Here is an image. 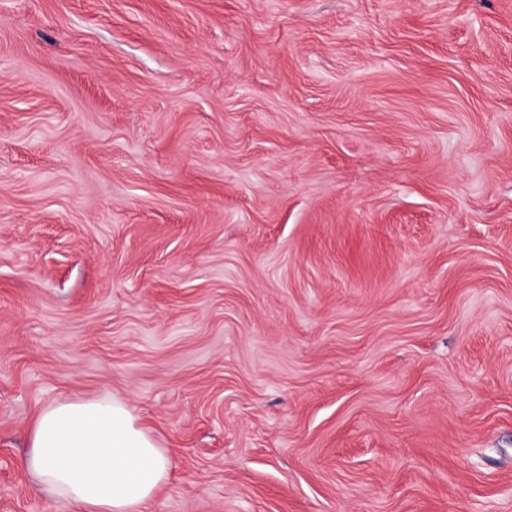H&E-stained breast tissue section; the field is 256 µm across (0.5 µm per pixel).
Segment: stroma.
Instances as JSON below:
<instances>
[{
  "mask_svg": "<svg viewBox=\"0 0 512 512\" xmlns=\"http://www.w3.org/2000/svg\"><path fill=\"white\" fill-rule=\"evenodd\" d=\"M105 396L146 512H512V0H0V512Z\"/></svg>",
  "mask_w": 512,
  "mask_h": 512,
  "instance_id": "35a3bbf8",
  "label": "stroma"
}]
</instances>
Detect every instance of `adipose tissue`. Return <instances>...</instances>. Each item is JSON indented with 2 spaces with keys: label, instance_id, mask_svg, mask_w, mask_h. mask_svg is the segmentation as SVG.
Wrapping results in <instances>:
<instances>
[{
  "label": "adipose tissue",
  "instance_id": "obj_1",
  "mask_svg": "<svg viewBox=\"0 0 512 512\" xmlns=\"http://www.w3.org/2000/svg\"><path fill=\"white\" fill-rule=\"evenodd\" d=\"M22 464L78 512H144L171 470L166 451L109 398L43 408Z\"/></svg>",
  "mask_w": 512,
  "mask_h": 512
}]
</instances>
